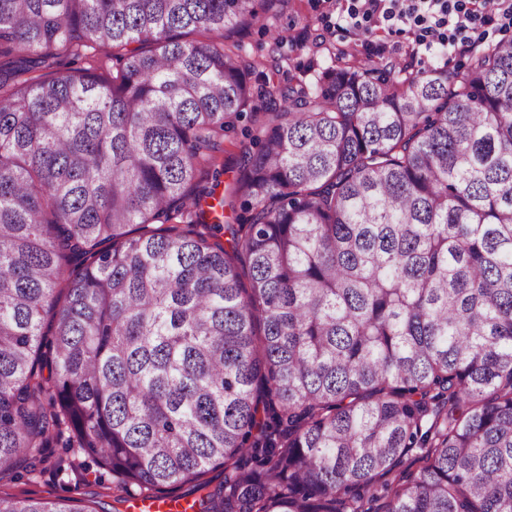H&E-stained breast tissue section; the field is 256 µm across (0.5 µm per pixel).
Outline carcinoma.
<instances>
[{"instance_id": "obj_1", "label": "carcinoma", "mask_w": 512, "mask_h": 512, "mask_svg": "<svg viewBox=\"0 0 512 512\" xmlns=\"http://www.w3.org/2000/svg\"><path fill=\"white\" fill-rule=\"evenodd\" d=\"M286 4L0 0V472L58 445L118 504L512 512V48L267 86L233 36ZM252 125L248 119H241L236 122V130L230 132L224 138V154L221 161L224 162V174L220 177L221 184L217 187L216 193H224L225 186L231 182L239 170L242 152L246 146L250 145V139L244 135L243 129Z\"/></svg>"}]
</instances>
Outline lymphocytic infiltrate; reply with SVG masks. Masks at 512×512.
Masks as SVG:
<instances>
[{"instance_id": "obj_1", "label": "lymphocytic infiltrate", "mask_w": 512, "mask_h": 512, "mask_svg": "<svg viewBox=\"0 0 512 512\" xmlns=\"http://www.w3.org/2000/svg\"><path fill=\"white\" fill-rule=\"evenodd\" d=\"M346 23L361 34L373 24L409 35L420 47L466 54L482 46L486 26L512 22V0H343Z\"/></svg>"}]
</instances>
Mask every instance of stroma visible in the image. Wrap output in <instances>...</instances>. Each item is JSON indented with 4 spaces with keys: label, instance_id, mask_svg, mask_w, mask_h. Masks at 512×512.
<instances>
[{
    "label": "stroma",
    "instance_id": "obj_1",
    "mask_svg": "<svg viewBox=\"0 0 512 512\" xmlns=\"http://www.w3.org/2000/svg\"><path fill=\"white\" fill-rule=\"evenodd\" d=\"M283 31L281 46H273L270 33ZM238 40L245 65L260 73L270 84L288 81H313L327 66L355 65L389 67L401 62L410 70L432 67L455 70L465 58L453 53H418L411 39L395 37L378 29L372 37L354 34L337 12L328 9L325 0H288V5L271 18L266 26H253L242 31ZM393 46V53L379 54L377 45ZM41 473L30 475L18 468L0 478L1 494H28L38 499H69L75 512H112V477L98 475L95 470L58 472L56 463L64 449L51 448Z\"/></svg>",
    "mask_w": 512,
    "mask_h": 512
}]
</instances>
